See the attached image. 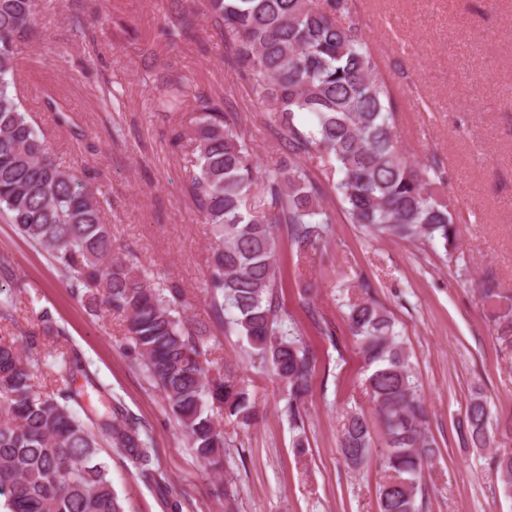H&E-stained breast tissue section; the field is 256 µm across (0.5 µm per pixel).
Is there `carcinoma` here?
I'll use <instances>...</instances> for the list:
<instances>
[{
  "instance_id": "obj_1",
  "label": "carcinoma",
  "mask_w": 512,
  "mask_h": 512,
  "mask_svg": "<svg viewBox=\"0 0 512 512\" xmlns=\"http://www.w3.org/2000/svg\"><path fill=\"white\" fill-rule=\"evenodd\" d=\"M209 3L226 64L249 87L253 109L205 105L192 138L197 171L190 192L211 234L209 320L182 317L178 284L153 288L134 260L114 256L112 229L102 219L104 194L57 163L23 110L15 93L14 47L35 19L37 0H0V213L46 250L76 297L92 308L103 302L124 314L126 339L147 379L165 395L195 456L216 469L222 467L224 434L213 421V408L222 405L247 424L255 403L232 370L210 373L214 322L247 342L253 362L271 367L288 392L283 413L303 430L314 363L279 301V225L297 254L317 250L336 223L335 211L323 206L333 193L349 222L371 239L438 246L446 262L459 255L440 166L435 160L416 164L403 151L393 84L349 0ZM165 86L160 110L182 106L187 78L170 73ZM254 112L282 131L286 150L275 170L252 162L245 127ZM310 157L322 162L323 179L303 165ZM481 293L496 341L512 347V292L488 275ZM345 317L367 368L379 434L373 437L363 414L349 413L342 454L352 466L370 454L379 458L380 512H416L436 442L426 427L428 408L410 355L395 319L372 296L348 301ZM26 346L24 352L0 342V497L8 512H122L106 466L97 461V435L124 452L144 483L157 484L151 437L119 402L109 412H84L83 391L74 386L78 363L69 351L36 352L35 333ZM41 373L52 376L58 388L40 390L35 378ZM459 431L468 445L491 447L481 393L468 403ZM492 464L511 496L512 448L496 449Z\"/></svg>"
}]
</instances>
